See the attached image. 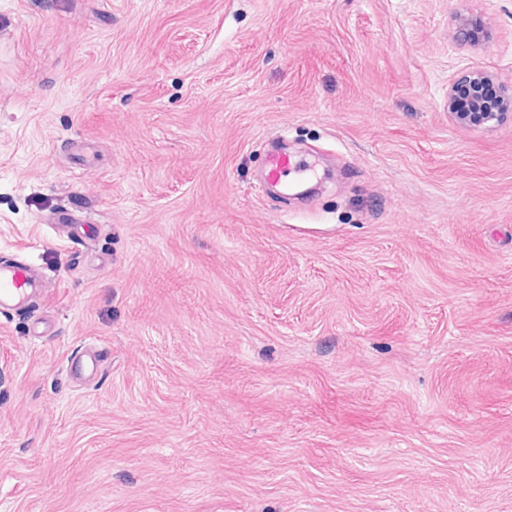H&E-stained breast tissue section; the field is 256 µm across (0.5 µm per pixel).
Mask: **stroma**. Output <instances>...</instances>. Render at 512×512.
<instances>
[{
	"label": "stroma",
	"instance_id": "1",
	"mask_svg": "<svg viewBox=\"0 0 512 512\" xmlns=\"http://www.w3.org/2000/svg\"><path fill=\"white\" fill-rule=\"evenodd\" d=\"M476 70L512 84V0H0V263L45 283L0 308V512H512ZM275 136L333 180L265 191ZM482 104L478 91H473L466 100H458L456 90L448 89V112L461 123L486 126L496 123L502 112H480ZM84 356H89L87 360ZM100 362L99 351L95 347H87L84 351L70 357L67 365V375L73 376L86 369L96 370Z\"/></svg>",
	"mask_w": 512,
	"mask_h": 512
}]
</instances>
